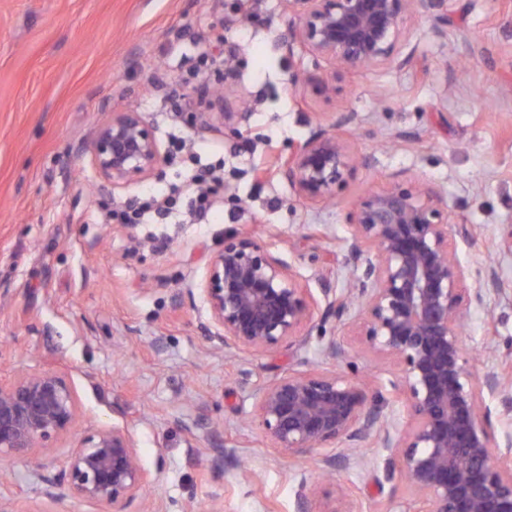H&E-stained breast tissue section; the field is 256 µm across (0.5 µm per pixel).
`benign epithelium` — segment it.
Listing matches in <instances>:
<instances>
[{
  "label": "benign epithelium",
  "instance_id": "obj_1",
  "mask_svg": "<svg viewBox=\"0 0 512 512\" xmlns=\"http://www.w3.org/2000/svg\"><path fill=\"white\" fill-rule=\"evenodd\" d=\"M447 0H288L285 43L347 69H406L408 22L425 18L441 36L448 26ZM200 94L188 102L191 127L235 125L240 112H204ZM347 114L319 128L285 157L280 174L312 202L336 196L354 159L335 127ZM101 179L112 189L147 180L167 156L154 126L131 107L111 112L86 146ZM342 264L349 285L336 288L323 275L321 298L304 288L295 271L251 235L229 234L208 263L200 293L216 350L260 354L284 345L301 350L316 321H360L376 355L391 356L399 369L389 381L404 400L403 424L386 412L382 390H369L335 371H293L256 390L255 418L281 455L296 462L316 454L324 469L336 468L339 447L376 444L388 450L379 489L404 485L420 512H512V441H497V422L483 408L484 390L500 379H474L461 344L466 309L499 288L493 271L471 277L456 254L468 225L451 218L443 190L424 179L396 182L367 192L351 213ZM78 396L53 367L0 381V462H23L37 449L74 429ZM62 475L72 496L124 512L154 480L137 457L126 427L77 437ZM319 492L307 478L296 490L299 512L314 509Z\"/></svg>",
  "mask_w": 512,
  "mask_h": 512
}]
</instances>
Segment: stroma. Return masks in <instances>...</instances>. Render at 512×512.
<instances>
[{"mask_svg":"<svg viewBox=\"0 0 512 512\" xmlns=\"http://www.w3.org/2000/svg\"><path fill=\"white\" fill-rule=\"evenodd\" d=\"M448 27L437 37L411 21L417 65L402 70L333 71L320 58L287 52L286 0H0V378L52 366L74 384L83 434L128 427L153 482L141 493L165 512H296L301 476L324 487L318 457L284 459L254 416L256 386L300 369L302 361L370 388L398 370L363 337L335 321L318 324L305 349L258 355L212 353L201 295L210 257L228 232L259 237L319 290V273L345 287L349 272L326 268L342 253L352 209L365 192L399 175L440 186L472 234L457 251L471 275L495 266L499 290L471 307L461 334L476 378L512 388V9L501 0H447ZM234 56L216 75L201 52L215 35ZM294 72L331 81L327 95ZM211 89L209 109L232 91L245 104L239 134L194 129L174 116L171 89ZM133 106L153 123L162 150L185 140L188 156L150 179L112 191L83 150L113 109ZM355 116L348 146L358 157L336 199L310 203L260 165L293 152L341 113ZM413 134L396 142L397 133ZM224 178L208 215L191 214L182 187L195 164ZM181 189L167 219L114 223L125 201ZM336 341L347 362L325 358ZM250 371L242 380V371ZM206 415L208 437L184 424ZM34 453L16 464L0 491L25 512H112L81 502L60 483L61 458ZM224 457L222 468L209 464ZM334 474L362 512H417L404 486L379 493L385 449L366 447Z\"/></svg>","mask_w":512,"mask_h":512,"instance_id":"35a3bbf8","label":"stroma"}]
</instances>
